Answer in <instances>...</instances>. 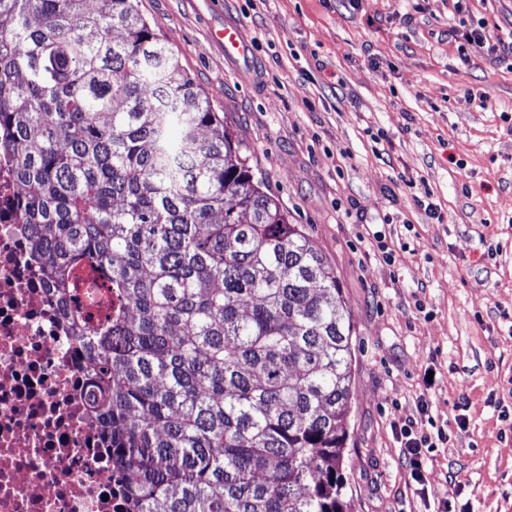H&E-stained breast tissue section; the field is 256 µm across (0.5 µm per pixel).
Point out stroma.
I'll list each match as a JSON object with an SVG mask.
<instances>
[{
  "instance_id": "stroma-1",
  "label": "stroma",
  "mask_w": 512,
  "mask_h": 512,
  "mask_svg": "<svg viewBox=\"0 0 512 512\" xmlns=\"http://www.w3.org/2000/svg\"><path fill=\"white\" fill-rule=\"evenodd\" d=\"M138 9L336 271L354 324L345 512H512V65L461 63L448 40L461 20L512 30V0ZM227 20L250 65L211 40ZM425 417L448 440L423 451L424 501L391 425Z\"/></svg>"
}]
</instances>
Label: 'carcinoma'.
Returning <instances> with one entry per match:
<instances>
[{
  "label": "carcinoma",
  "instance_id": "carcinoma-1",
  "mask_svg": "<svg viewBox=\"0 0 512 512\" xmlns=\"http://www.w3.org/2000/svg\"><path fill=\"white\" fill-rule=\"evenodd\" d=\"M1 148L97 389L116 512H344L336 273L136 0H0Z\"/></svg>",
  "mask_w": 512,
  "mask_h": 512
}]
</instances>
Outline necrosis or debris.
<instances>
[{
	"instance_id": "4bbe7bcc",
	"label": "necrosis or debris",
	"mask_w": 512,
	"mask_h": 512,
	"mask_svg": "<svg viewBox=\"0 0 512 512\" xmlns=\"http://www.w3.org/2000/svg\"><path fill=\"white\" fill-rule=\"evenodd\" d=\"M0 153V512H114L83 355L59 316Z\"/></svg>"
}]
</instances>
